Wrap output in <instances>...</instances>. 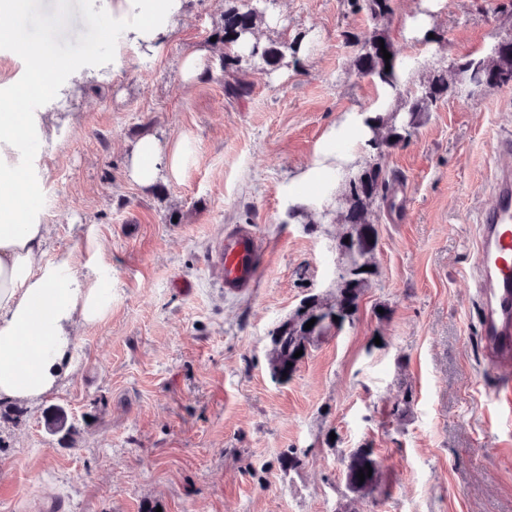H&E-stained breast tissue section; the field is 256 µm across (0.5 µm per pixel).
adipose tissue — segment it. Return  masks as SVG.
Wrapping results in <instances>:
<instances>
[{"instance_id":"obj_1","label":"adipose tissue","mask_w":512,"mask_h":512,"mask_svg":"<svg viewBox=\"0 0 512 512\" xmlns=\"http://www.w3.org/2000/svg\"><path fill=\"white\" fill-rule=\"evenodd\" d=\"M112 14V69L121 71L129 53L155 55L173 38L190 0H103ZM28 81L38 95L67 98L76 85L98 80L97 69L56 59L46 67L47 48L24 49ZM11 95L0 93V400L32 403L55 386L73 342L74 323L93 326L112 309V289L82 280L69 256L46 261L50 228L37 204L42 157L39 146L53 133L55 112H18ZM368 115L352 110L339 127L329 129L317 148L314 165L288 181V206L300 212L314 193L332 191L357 157L337 155L336 144L356 142L368 149L373 132ZM185 142L140 138L129 156L128 175L142 186L164 176H179Z\"/></svg>"}]
</instances>
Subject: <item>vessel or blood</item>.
I'll return each mask as SVG.
<instances>
[{
  "label": "vessel or blood",
  "mask_w": 512,
  "mask_h": 512,
  "mask_svg": "<svg viewBox=\"0 0 512 512\" xmlns=\"http://www.w3.org/2000/svg\"><path fill=\"white\" fill-rule=\"evenodd\" d=\"M493 153L497 160L491 193L494 203L479 221L476 266L483 348L503 373L507 403H512V135L500 137ZM224 270L230 289L255 287L266 257L248 230L225 233L212 257Z\"/></svg>",
  "instance_id": "obj_1"
}]
</instances>
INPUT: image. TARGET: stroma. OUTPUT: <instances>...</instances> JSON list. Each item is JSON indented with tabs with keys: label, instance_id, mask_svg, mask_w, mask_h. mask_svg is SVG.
<instances>
[{
	"label": "stroma",
	"instance_id": "1",
	"mask_svg": "<svg viewBox=\"0 0 512 512\" xmlns=\"http://www.w3.org/2000/svg\"><path fill=\"white\" fill-rule=\"evenodd\" d=\"M247 2L191 0L162 53L131 55L118 73L100 0H38L21 23L26 40L52 38L55 54L99 69L41 145L39 209L47 261L107 271L114 300L102 323L76 326L69 374L0 421V512H512V414L494 399L500 374L469 286L512 85L449 93L404 144L361 153L392 175L396 202L379 212L370 285L354 317L276 381L270 334L334 295L350 230L347 180L292 214L288 178L348 110L383 99L353 66L374 26L358 0H272L259 39L311 33L315 47L269 74L225 71L214 35ZM423 2L392 0L385 27L413 62L402 89L512 37V0H443L433 40L407 39ZM200 48L209 69L185 83L180 62ZM236 79L248 95L226 94ZM149 133L187 138L180 179L129 178ZM240 224L267 261L257 288L232 293L211 252ZM59 417L68 437L48 429ZM360 456L379 492L350 484Z\"/></svg>",
	"mask_w": 512,
	"mask_h": 512
}]
</instances>
